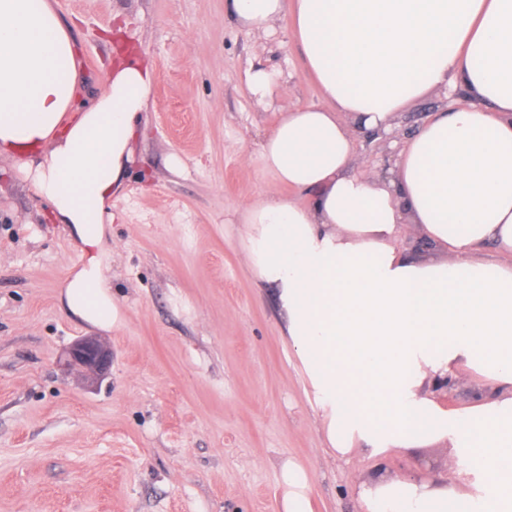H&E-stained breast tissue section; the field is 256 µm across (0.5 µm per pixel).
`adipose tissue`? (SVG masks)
I'll return each mask as SVG.
<instances>
[{
    "label": "adipose tissue",
    "instance_id": "ef3b65f1",
    "mask_svg": "<svg viewBox=\"0 0 512 512\" xmlns=\"http://www.w3.org/2000/svg\"><path fill=\"white\" fill-rule=\"evenodd\" d=\"M248 34L292 13L322 103L282 114L259 168L310 203L239 210L242 255L269 289L331 450L385 461L451 450L454 483L378 472L363 512H512V0H230ZM112 29L107 90L92 104L52 0H0V156L30 175L81 262L60 297L86 325L123 318L106 277V208L141 134L154 70ZM446 89L413 134L398 116ZM396 152L354 167L355 132ZM416 235L432 255L402 248ZM467 368L492 392L460 409L438 395ZM279 512H312L307 470L279 469Z\"/></svg>",
    "mask_w": 512,
    "mask_h": 512
}]
</instances>
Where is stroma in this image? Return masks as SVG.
<instances>
[{
	"mask_svg": "<svg viewBox=\"0 0 512 512\" xmlns=\"http://www.w3.org/2000/svg\"><path fill=\"white\" fill-rule=\"evenodd\" d=\"M73 22L80 97L107 89L127 37L155 72L144 131L108 210L109 283L125 314L105 332L76 320L59 287L80 252L13 162L0 158V512H277L278 464L311 478L313 512H360L366 454L342 459L285 345L281 315L241 251L242 205L292 191L244 162L282 112L320 92L293 19L256 39L228 0H55ZM256 67L289 83L257 101ZM181 169H172L171 157ZM112 350L91 384L61 362L76 339ZM448 449L409 448L389 475L448 477Z\"/></svg>",
	"mask_w": 512,
	"mask_h": 512,
	"instance_id": "1",
	"label": "stroma"
}]
</instances>
